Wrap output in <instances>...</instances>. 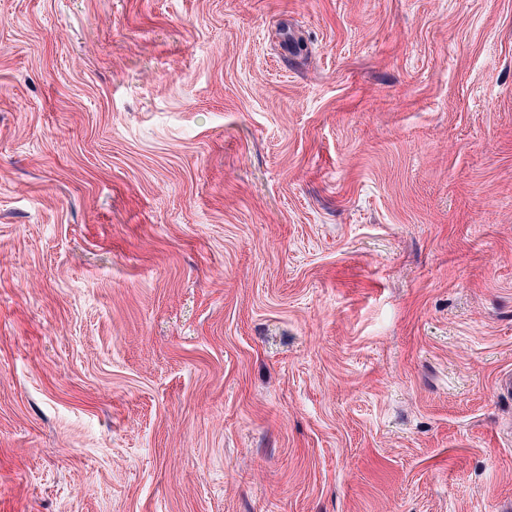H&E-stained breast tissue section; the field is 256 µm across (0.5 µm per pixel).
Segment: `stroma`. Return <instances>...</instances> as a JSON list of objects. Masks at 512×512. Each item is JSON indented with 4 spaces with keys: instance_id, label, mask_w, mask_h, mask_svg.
I'll list each match as a JSON object with an SVG mask.
<instances>
[{
    "instance_id": "stroma-1",
    "label": "stroma",
    "mask_w": 512,
    "mask_h": 512,
    "mask_svg": "<svg viewBox=\"0 0 512 512\" xmlns=\"http://www.w3.org/2000/svg\"><path fill=\"white\" fill-rule=\"evenodd\" d=\"M512 0H0V512H512Z\"/></svg>"
}]
</instances>
